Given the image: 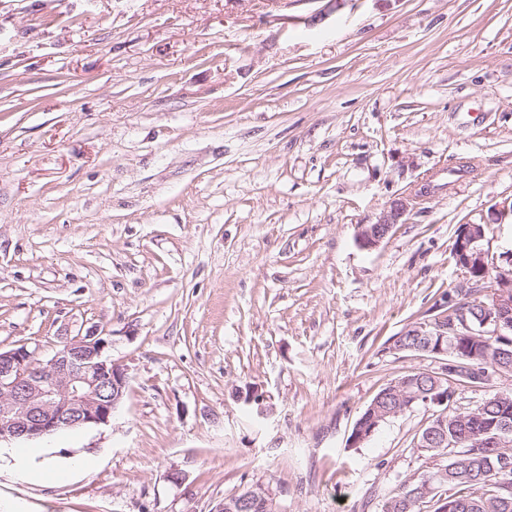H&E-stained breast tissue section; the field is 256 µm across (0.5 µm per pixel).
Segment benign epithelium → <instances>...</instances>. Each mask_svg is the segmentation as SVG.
Returning <instances> with one entry per match:
<instances>
[{
    "label": "benign epithelium",
    "mask_w": 512,
    "mask_h": 512,
    "mask_svg": "<svg viewBox=\"0 0 512 512\" xmlns=\"http://www.w3.org/2000/svg\"><path fill=\"white\" fill-rule=\"evenodd\" d=\"M417 196L392 200L376 222L361 226L359 243L374 249L389 236L405 216ZM485 231L481 224L464 226L454 250L461 257L458 264L466 271L472 267L489 270L488 252L482 247ZM494 303L483 317L482 327L494 334L512 331V273L495 284ZM107 342L97 336H85L65 345L47 363L36 352L21 345L0 351V441L49 435L63 427L99 426L110 422L128 387L126 369L104 356ZM427 350L437 356L440 368L430 371L433 379L443 378L457 364L447 361L448 350L442 345ZM436 486H426L413 494L419 504L432 499L436 512L453 507L454 490L435 495ZM268 502L265 495L225 497L211 512H261Z\"/></svg>",
    "instance_id": "1"
}]
</instances>
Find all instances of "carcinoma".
<instances>
[{
    "instance_id": "1",
    "label": "carcinoma",
    "mask_w": 512,
    "mask_h": 512,
    "mask_svg": "<svg viewBox=\"0 0 512 512\" xmlns=\"http://www.w3.org/2000/svg\"><path fill=\"white\" fill-rule=\"evenodd\" d=\"M458 298L452 306H459L466 310L469 325L477 329L479 319L485 312V307L492 304V294L483 288H457ZM448 342L460 347L454 353L459 362L470 367L472 374L484 376L486 372H495L494 364L506 366L503 374L512 375V359L500 357V353L512 350V333L506 335H485L472 338L458 339L448 335ZM415 385L396 396L388 393L390 386H385L381 392L385 396L377 401V410L366 408L357 419L365 430H371L373 415L390 412L396 408L405 412L415 405L424 402V398L434 395V382L424 371H411ZM437 426V429L447 435V439L435 442L431 447L430 455L440 456L448 454V444L453 442L458 447L466 449L467 456L454 457L445 465L448 473L447 484L454 489L456 506L451 512H512V508H501L502 500L512 503V490L508 491L500 486L498 473L487 469L483 464L486 454L512 458V447L505 449L497 447L494 436L502 425L512 427V393L496 392L482 402V408H474L461 417L453 412L444 416V420L434 417L428 426ZM432 471L427 470L408 477L399 489L383 498L381 512H419L412 506L411 494L430 479Z\"/></svg>"
}]
</instances>
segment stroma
<instances>
[{"label":"stroma","instance_id":"obj_1","mask_svg":"<svg viewBox=\"0 0 512 512\" xmlns=\"http://www.w3.org/2000/svg\"><path fill=\"white\" fill-rule=\"evenodd\" d=\"M511 200L512 0H0V351L99 336L129 377L108 424L6 440L94 461L0 465V512H380L438 408L347 439L438 369L391 343L462 285L459 225L502 265ZM419 197H401L392 200L380 213L375 223L362 225L358 234L359 243L365 249H374L389 236L396 224H402L412 203ZM9 457L17 465V473L20 478L29 477L46 482L57 483L66 478L70 473L67 470L42 462L38 467L31 465V457L20 452V448H0V461ZM249 493L248 491L240 493L239 496ZM238 494H233L227 497H224L222 502H220L215 509L210 512H268L272 511V509H268V511H261L260 508L267 507L268 502L265 501L264 493H254L247 495L245 497H239Z\"/></svg>","mask_w":512,"mask_h":512}]
</instances>
